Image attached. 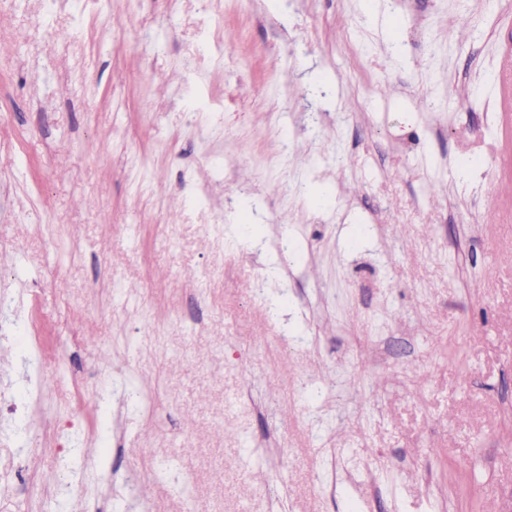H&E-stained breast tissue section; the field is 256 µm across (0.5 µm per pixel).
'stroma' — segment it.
Here are the masks:
<instances>
[{
    "label": "stroma",
    "mask_w": 512,
    "mask_h": 512,
    "mask_svg": "<svg viewBox=\"0 0 512 512\" xmlns=\"http://www.w3.org/2000/svg\"><path fill=\"white\" fill-rule=\"evenodd\" d=\"M377 2L0 0V512H512V0Z\"/></svg>",
    "instance_id": "obj_1"
}]
</instances>
